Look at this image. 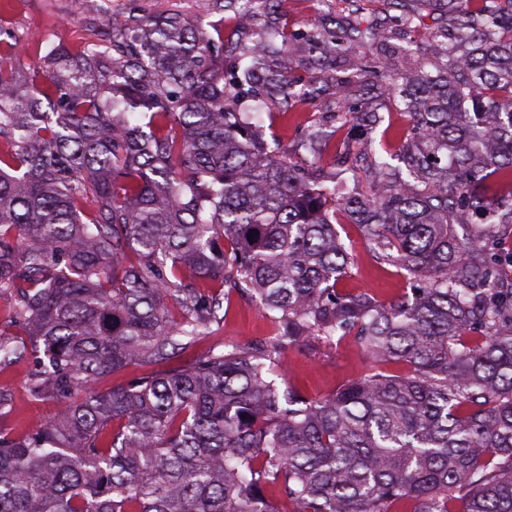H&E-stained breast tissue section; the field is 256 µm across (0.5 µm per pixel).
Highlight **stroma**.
<instances>
[{"instance_id":"1","label":"stroma","mask_w":512,"mask_h":512,"mask_svg":"<svg viewBox=\"0 0 512 512\" xmlns=\"http://www.w3.org/2000/svg\"><path fill=\"white\" fill-rule=\"evenodd\" d=\"M125 0H0V24L35 45L44 40L75 42L84 37L81 20L87 11L105 7L120 13ZM352 7L358 20L370 23L383 17H396L391 0H286L284 5L288 20L295 27L310 28L316 17L333 14ZM434 24L431 16H423L420 27L398 31L396 43L412 49V64L427 71H435L439 60L429 52V29ZM380 125L348 123L337 132L324 165H332L335 156L355 162L360 152L372 151L376 155L399 154L409 143L411 119L402 106L393 105L383 112ZM309 118L306 103H298L294 111L276 116L262 115L256 126L268 139L274 140L282 152L294 160H301L304 151L300 146L301 132ZM336 229L350 257L348 276L340 288L346 292H366L386 301L406 290L404 270L382 264L372 256L357 227L349 223L344 213H337ZM275 334L272 322L262 316L255 296L246 290L229 294V304L224 323L213 335L203 337L191 350L181 352L176 358L163 362L169 370L189 362L195 355L213 348L238 343L245 344L265 339ZM287 368L277 383L292 387L312 398H323L334 393L341 385L364 375L370 365L367 354L353 340L346 339L337 345L322 342L306 344L287 350ZM30 362L0 366V392L11 398L8 414L0 417V434L18 438L35 430L54 413V401L32 399L29 394Z\"/></svg>"}]
</instances>
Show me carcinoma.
<instances>
[{
    "label": "carcinoma",
    "mask_w": 512,
    "mask_h": 512,
    "mask_svg": "<svg viewBox=\"0 0 512 512\" xmlns=\"http://www.w3.org/2000/svg\"><path fill=\"white\" fill-rule=\"evenodd\" d=\"M283 2L206 0L204 25L127 0L86 17L77 45L38 44L36 65L0 38V295L29 337L0 333V365L35 357L29 393L58 403L0 436V512H283L271 488L288 512H512V271L495 233L512 224V0H394L406 27L436 16L444 67L402 91L404 168L375 159L370 194L341 197L320 172L335 137L320 114L361 113L336 108L334 84L306 90L336 30L294 29ZM340 26L360 84L382 37ZM302 97L307 166L242 118ZM338 206L408 292L339 293ZM469 213L489 220L474 242L458 233ZM195 280L247 286L275 336L95 392L224 320L225 294ZM348 336L406 372L319 399L277 385L286 348Z\"/></svg>",
    "instance_id": "obj_1"
}]
</instances>
